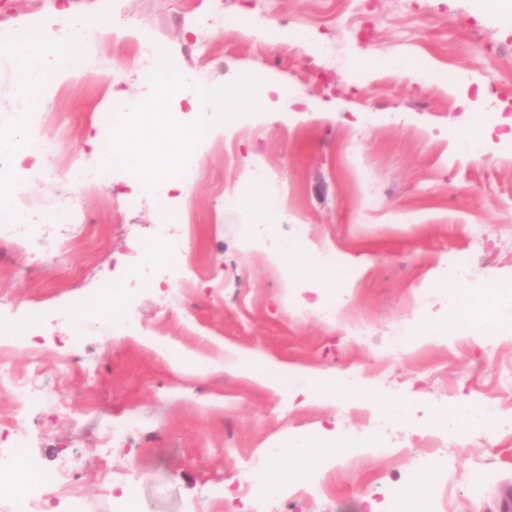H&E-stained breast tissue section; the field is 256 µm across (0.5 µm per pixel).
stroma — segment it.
<instances>
[{
    "instance_id": "stroma-1",
    "label": "stroma",
    "mask_w": 512,
    "mask_h": 512,
    "mask_svg": "<svg viewBox=\"0 0 512 512\" xmlns=\"http://www.w3.org/2000/svg\"><path fill=\"white\" fill-rule=\"evenodd\" d=\"M202 9V0L111 2L115 25L152 37L179 72L207 70L217 90L258 73L279 93L281 109L265 114L260 133L217 122L196 147L203 164L190 196L176 200L191 283L183 306L169 304L163 264L153 266V287L130 276L158 205L149 194L130 206L129 171L76 189L73 224L36 211L37 239L0 243V313L18 322L27 309L40 311L32 344L0 360V405L21 373L41 375L60 401L56 411L30 408L19 450L46 475L39 512H116L121 500L138 512H367L369 499L399 512L422 483L427 512H500L512 495V335L458 336L396 354L388 345L401 323L448 321L453 289L512 280V19L486 13L480 0H224L241 27L216 39L200 23ZM98 14V0H42L38 8L0 0V29L65 43L74 19L93 28ZM288 20L302 38L286 50L268 34ZM330 41L346 43L364 68L322 83L314 49ZM386 59L452 78L424 85L383 68ZM145 62L132 39L107 34L55 79L41 102L42 133L55 151L26 166L30 196L60 187L71 156L101 164L89 141L101 136L97 112L112 105V75L125 77L122 96L146 99ZM477 119L488 137L475 159L457 135ZM259 157L282 199L267 224L253 225L227 189ZM79 224L89 227L78 249L91 265L74 278L56 245ZM296 224L311 225L309 250L336 249L353 271L324 292L334 319L321 318L303 278L271 260V244ZM476 224L485 229L477 244ZM460 250L470 258L466 276L448 267ZM117 278L127 281L124 304L139 323L132 335L114 339L105 314L96 332L74 328L71 300L97 301L101 282ZM359 322L366 338L352 333ZM161 340L217 370H173L153 348ZM257 354L287 382L298 371L323 382L371 381L392 403L383 435L368 434L359 408L273 392L234 368ZM486 399L506 408L496 432L477 416L462 437L428 430L448 404ZM122 426L127 436L105 442L109 428ZM348 435L357 453L315 470L309 492L291 481L275 495L241 492L262 450ZM366 444L378 455L360 453ZM68 460L76 492L59 497L53 479Z\"/></svg>"
}]
</instances>
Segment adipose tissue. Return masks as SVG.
Returning <instances> with one entry per match:
<instances>
[{"instance_id": "adipose-tissue-1", "label": "adipose tissue", "mask_w": 512, "mask_h": 512, "mask_svg": "<svg viewBox=\"0 0 512 512\" xmlns=\"http://www.w3.org/2000/svg\"><path fill=\"white\" fill-rule=\"evenodd\" d=\"M277 262L289 271L303 278L334 287L344 282L350 275L345 266L333 269L319 268L311 253L290 251L278 254ZM455 312L450 323H425L420 325L412 338L413 345L429 340L448 341L450 334L480 336L488 332L512 335V281H505L494 287L477 291L471 288H458L454 291ZM295 394L305 397H321L327 400L342 398L349 403L374 410L384 408L373 385L366 380L353 385L344 383L324 387L313 378L297 375L293 385ZM354 447L344 440L325 441L318 444H296L282 449L275 455L263 458V473L270 490H277L284 480L301 478L317 468L335 463L353 453Z\"/></svg>"}]
</instances>
